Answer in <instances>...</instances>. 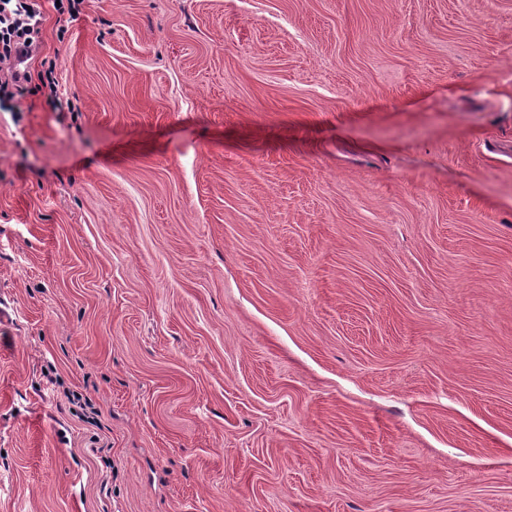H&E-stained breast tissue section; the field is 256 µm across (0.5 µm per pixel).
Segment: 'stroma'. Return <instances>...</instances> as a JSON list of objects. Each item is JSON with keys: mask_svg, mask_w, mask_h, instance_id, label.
I'll return each mask as SVG.
<instances>
[{"mask_svg": "<svg viewBox=\"0 0 512 512\" xmlns=\"http://www.w3.org/2000/svg\"><path fill=\"white\" fill-rule=\"evenodd\" d=\"M40 3L0 512H512V0Z\"/></svg>", "mask_w": 512, "mask_h": 512, "instance_id": "obj_1", "label": "stroma"}]
</instances>
